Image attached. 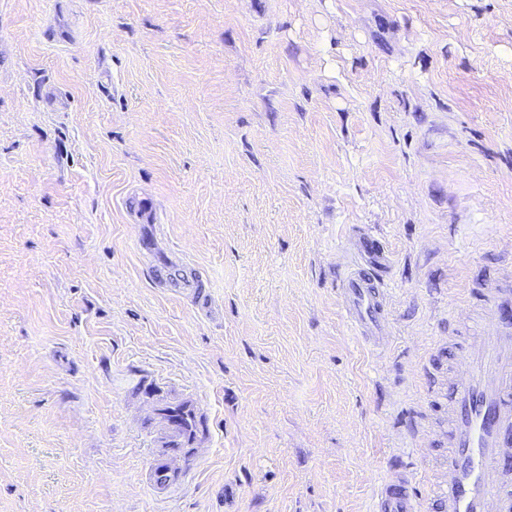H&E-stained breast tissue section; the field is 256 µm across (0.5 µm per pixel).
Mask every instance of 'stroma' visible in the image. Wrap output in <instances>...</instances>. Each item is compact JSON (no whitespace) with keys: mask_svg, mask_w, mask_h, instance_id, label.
<instances>
[{"mask_svg":"<svg viewBox=\"0 0 512 512\" xmlns=\"http://www.w3.org/2000/svg\"><path fill=\"white\" fill-rule=\"evenodd\" d=\"M509 282L512 0H0V512H378L396 470L442 512L452 340ZM183 387L214 444L163 496ZM356 255L358 259L373 267H385L387 265V255L384 247L374 237L366 236L360 239ZM368 270L358 265L342 282L341 289L346 313L356 330L363 336L374 334L380 326L384 306V281L373 277ZM151 455L147 477L158 493L179 484L185 472L181 462L210 448L212 422L200 398L191 391L171 390L158 395L148 421Z\"/></svg>","mask_w":512,"mask_h":512,"instance_id":"obj_1","label":"stroma"}]
</instances>
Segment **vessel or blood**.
<instances>
[{"label": "vessel or blood", "instance_id": "vessel-or-blood-1", "mask_svg": "<svg viewBox=\"0 0 512 512\" xmlns=\"http://www.w3.org/2000/svg\"><path fill=\"white\" fill-rule=\"evenodd\" d=\"M356 255L359 265L341 285L343 303L355 329L369 336L381 323L385 297L383 280L369 269L385 267L388 258L371 236L360 239ZM478 300L484 313L497 316L499 326L463 339L460 349L467 358V372L448 385L446 512H512V486L501 467L512 458V289L483 288ZM148 429L147 477L160 493L181 482L182 461L213 441L210 416L190 391L159 395ZM418 508L406 491L405 477H390L379 496L380 512Z\"/></svg>", "mask_w": 512, "mask_h": 512}]
</instances>
